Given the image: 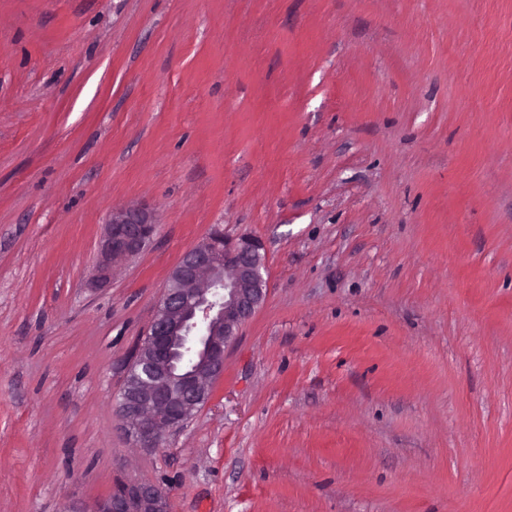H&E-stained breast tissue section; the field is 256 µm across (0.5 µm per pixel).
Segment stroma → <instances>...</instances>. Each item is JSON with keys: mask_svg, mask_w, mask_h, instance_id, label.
<instances>
[{"mask_svg": "<svg viewBox=\"0 0 512 512\" xmlns=\"http://www.w3.org/2000/svg\"><path fill=\"white\" fill-rule=\"evenodd\" d=\"M151 243L90 281L113 212ZM268 294L160 448L125 367L183 253ZM512 512V0H0V512ZM166 492L156 483L137 481L123 484L90 510L72 505L65 512H166Z\"/></svg>", "mask_w": 512, "mask_h": 512, "instance_id": "stroma-1", "label": "stroma"}]
</instances>
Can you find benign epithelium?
Listing matches in <instances>:
<instances>
[{
	"instance_id": "1",
	"label": "benign epithelium",
	"mask_w": 512,
	"mask_h": 512,
	"mask_svg": "<svg viewBox=\"0 0 512 512\" xmlns=\"http://www.w3.org/2000/svg\"><path fill=\"white\" fill-rule=\"evenodd\" d=\"M157 224L148 208L112 214L96 281L106 279L114 263L138 255ZM266 271L260 239H229L219 229L182 255L132 357L147 368L149 380L125 385L120 393V416L140 447H159L167 433L181 429L208 402L211 382L224 369L225 349L266 299ZM184 349L195 352L196 360L180 371L175 360ZM66 512H166V492L137 481L121 485L90 510L74 505Z\"/></svg>"
}]
</instances>
